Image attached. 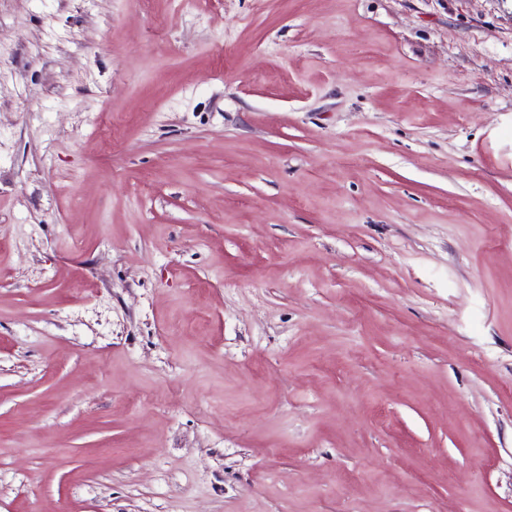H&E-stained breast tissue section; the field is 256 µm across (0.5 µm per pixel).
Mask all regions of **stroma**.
Returning <instances> with one entry per match:
<instances>
[{
    "label": "stroma",
    "mask_w": 512,
    "mask_h": 512,
    "mask_svg": "<svg viewBox=\"0 0 512 512\" xmlns=\"http://www.w3.org/2000/svg\"><path fill=\"white\" fill-rule=\"evenodd\" d=\"M0 512H512V0H0Z\"/></svg>",
    "instance_id": "1"
}]
</instances>
